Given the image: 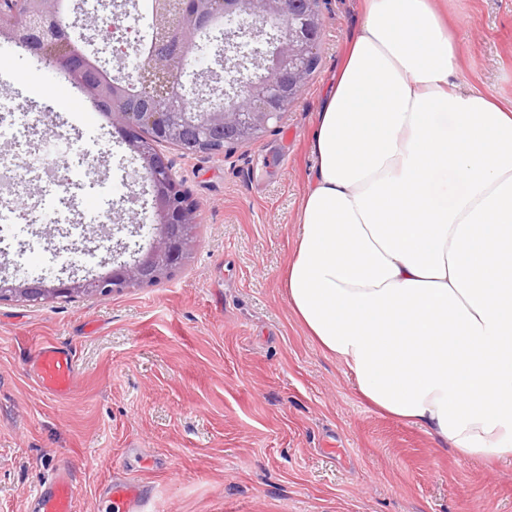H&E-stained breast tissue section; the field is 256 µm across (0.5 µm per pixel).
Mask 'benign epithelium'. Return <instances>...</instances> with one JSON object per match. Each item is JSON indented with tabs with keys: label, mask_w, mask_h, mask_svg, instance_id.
Listing matches in <instances>:
<instances>
[{
	"label": "benign epithelium",
	"mask_w": 512,
	"mask_h": 512,
	"mask_svg": "<svg viewBox=\"0 0 512 512\" xmlns=\"http://www.w3.org/2000/svg\"><path fill=\"white\" fill-rule=\"evenodd\" d=\"M322 0H147L150 15L147 63L136 80L103 77L61 21L54 0H0V14L26 5L20 23L0 29V40L14 42L20 29L32 35L46 65L63 69L78 81L96 76L113 100L138 96L149 104L116 113L115 130L142 160L152 196V221L132 225L131 234L148 239L135 244L133 259L117 264L107 275L82 278L0 280V301L16 299L44 304L57 300L108 296L127 288L151 286L165 279L184 260L196 208L173 166L150 148L154 142L181 143L187 129L196 131L195 152L216 150L211 139L220 134L224 147L261 140L282 122L288 106L302 93L318 59L325 19ZM200 34L211 45L214 62L224 73L207 68L209 79L190 69L202 61L177 32ZM227 84L224 98L214 96L216 84Z\"/></svg>",
	"instance_id": "1"
}]
</instances>
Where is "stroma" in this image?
<instances>
[{
    "label": "stroma",
    "instance_id": "1",
    "mask_svg": "<svg viewBox=\"0 0 512 512\" xmlns=\"http://www.w3.org/2000/svg\"><path fill=\"white\" fill-rule=\"evenodd\" d=\"M457 45L459 82L512 104V0H436ZM319 63L261 140L219 154L161 150L197 204L185 262L159 284L105 297L0 302V512H35L59 469L76 512H112L109 486L138 481L152 512H512V464L440 449L423 430L358 395L346 367L308 336L282 288L315 160L309 136L357 26L360 0H323ZM18 97L45 134L101 158L100 183L36 197L60 225L5 234L0 278L37 276L54 249L99 247L113 267L114 223L139 219L115 185L129 147L69 75L0 44V99ZM107 210L111 221L91 223ZM77 358L71 392L33 377L39 348Z\"/></svg>",
    "mask_w": 512,
    "mask_h": 512
}]
</instances>
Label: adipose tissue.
Returning a JSON list of instances; mask_svg holds the SVG:
<instances>
[{"label":"adipose tissue","mask_w":512,"mask_h":512,"mask_svg":"<svg viewBox=\"0 0 512 512\" xmlns=\"http://www.w3.org/2000/svg\"><path fill=\"white\" fill-rule=\"evenodd\" d=\"M458 65L433 0H362L282 283L375 409L512 462V107Z\"/></svg>","instance_id":"1"}]
</instances>
